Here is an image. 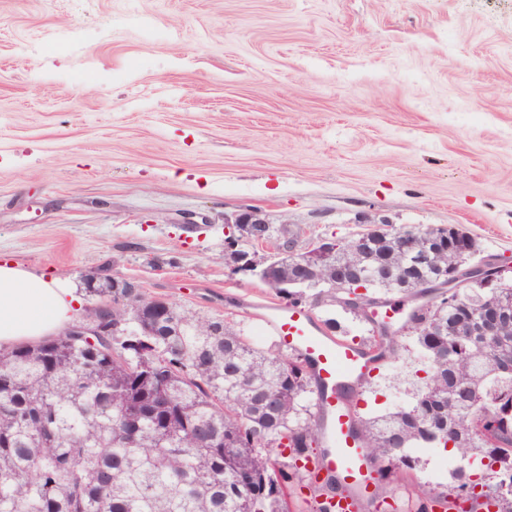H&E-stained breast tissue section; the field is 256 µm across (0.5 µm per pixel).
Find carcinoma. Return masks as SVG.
<instances>
[{
  "mask_svg": "<svg viewBox=\"0 0 512 512\" xmlns=\"http://www.w3.org/2000/svg\"><path fill=\"white\" fill-rule=\"evenodd\" d=\"M440 241L429 260L404 262L392 240H378L356 254L341 242L330 263L361 278L364 297L391 298L409 283L457 271L476 242L448 226L426 228L424 242ZM476 282L449 288L412 320L436 324L434 332L409 333L427 359L426 376L407 406L359 417L358 436L382 467V479L406 482L420 460L413 448L448 447L459 463L450 484L417 483V496L432 502L462 499L468 512L487 497L499 512H512V278L488 259ZM283 264L276 294L291 304L326 296L324 307L351 312L328 288L296 281ZM102 307L137 312L139 335L120 354L102 339L58 336L0 349V512H293L292 495L307 470L300 461L321 447L311 411V370L294 353L263 349L240 328L152 299L136 288H87ZM491 314L499 335H474ZM397 331L381 325L362 341L390 346ZM460 420L464 443L441 434ZM135 426L136 442L116 439L115 429Z\"/></svg>",
  "mask_w": 512,
  "mask_h": 512,
  "instance_id": "cac0c4a2",
  "label": "carcinoma"
}]
</instances>
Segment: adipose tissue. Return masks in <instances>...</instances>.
I'll use <instances>...</instances> for the list:
<instances>
[{"mask_svg":"<svg viewBox=\"0 0 512 512\" xmlns=\"http://www.w3.org/2000/svg\"><path fill=\"white\" fill-rule=\"evenodd\" d=\"M74 289L15 262H0V346L35 342L52 335L79 312Z\"/></svg>","mask_w":512,"mask_h":512,"instance_id":"obj_1","label":"adipose tissue"}]
</instances>
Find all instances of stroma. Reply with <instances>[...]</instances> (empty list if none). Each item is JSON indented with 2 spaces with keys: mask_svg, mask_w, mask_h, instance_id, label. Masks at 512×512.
<instances>
[{
  "mask_svg": "<svg viewBox=\"0 0 512 512\" xmlns=\"http://www.w3.org/2000/svg\"><path fill=\"white\" fill-rule=\"evenodd\" d=\"M243 206L300 246L454 224L512 265V0H0V260L224 317ZM194 224H187V217ZM411 337L359 413L411 397Z\"/></svg>",
  "mask_w": 512,
  "mask_h": 512,
  "instance_id": "stroma-1",
  "label": "stroma"
}]
</instances>
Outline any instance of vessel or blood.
<instances>
[{"label":"vessel or blood","mask_w":512,"mask_h":512,"mask_svg":"<svg viewBox=\"0 0 512 512\" xmlns=\"http://www.w3.org/2000/svg\"><path fill=\"white\" fill-rule=\"evenodd\" d=\"M266 333L311 363L316 380V423L322 449L308 462L310 470L327 475L341 473L345 488L330 496V512H361L373 465L367 452L352 438V416L342 397L344 389L359 388L377 363V352L366 350L324 331L305 308L272 302L250 310ZM413 315L409 305L387 304L375 314L379 323L403 324Z\"/></svg>","instance_id":"b4317fda"}]
</instances>
